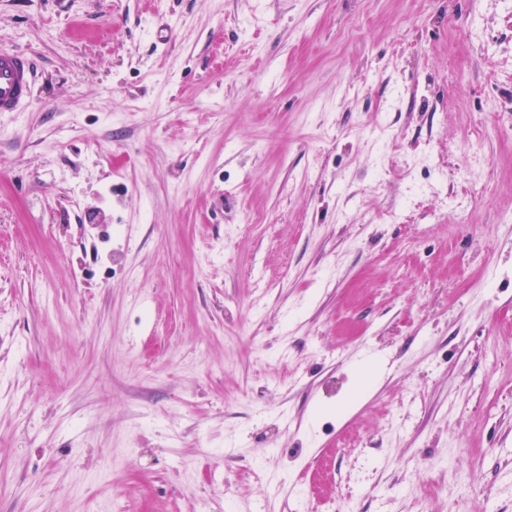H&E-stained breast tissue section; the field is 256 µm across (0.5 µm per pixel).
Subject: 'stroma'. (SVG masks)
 Instances as JSON below:
<instances>
[{"mask_svg":"<svg viewBox=\"0 0 512 512\" xmlns=\"http://www.w3.org/2000/svg\"><path fill=\"white\" fill-rule=\"evenodd\" d=\"M0 512H512V0H0ZM34 63L26 54H0V112H15L30 97Z\"/></svg>","mask_w":512,"mask_h":512,"instance_id":"stroma-1","label":"stroma"}]
</instances>
